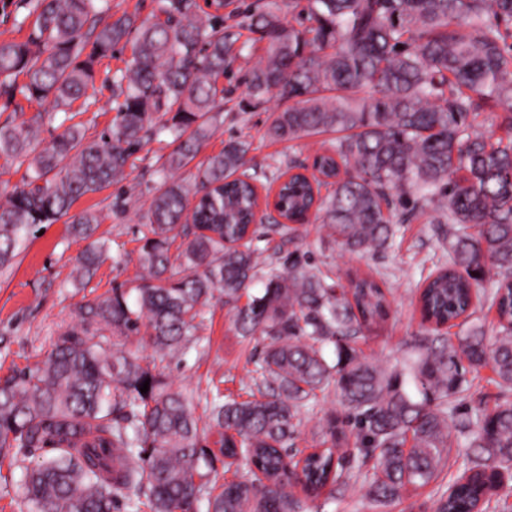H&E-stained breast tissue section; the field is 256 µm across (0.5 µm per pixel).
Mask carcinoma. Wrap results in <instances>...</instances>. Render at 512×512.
<instances>
[{"instance_id": "1", "label": "carcinoma", "mask_w": 512, "mask_h": 512, "mask_svg": "<svg viewBox=\"0 0 512 512\" xmlns=\"http://www.w3.org/2000/svg\"><path fill=\"white\" fill-rule=\"evenodd\" d=\"M19 2L34 22L25 40L0 42V97L52 111L0 125V159L27 164L0 203V267L38 227L64 218L88 241L74 268L88 281L104 257L99 216L71 213L76 200L122 181L161 131L178 142L170 171L187 167L212 135L233 51L224 0H212V12L197 0H156L142 20L100 0ZM297 2L268 0L252 15L267 46L249 89L282 104L273 138L340 137L323 145L312 172L292 162L266 177L278 183L279 220L263 235L293 249L275 252L262 293L236 308L238 335L262 345L248 398L204 401L126 348L137 336L159 362L183 353L214 292L237 302L254 284L258 176L248 147L229 141L192 182L170 178L156 191L141 216L143 274L83 305L40 364L0 379V457L22 469L29 512H301L359 482L381 507L450 470L462 436L466 463L434 512H488L492 502L512 512L492 500L512 484V0H307L314 25L302 30L283 22ZM130 42L131 58L110 78L111 123L93 138L70 125L45 142L43 127L85 94L96 60ZM431 206L448 225V261L422 280L417 308L437 332L407 371L392 372L351 347L386 315L384 279L357 275L350 293H337L295 245L293 223L324 224L349 252L374 256L391 247L396 225ZM485 294L498 315L491 341L474 318L473 300ZM458 319L461 334L438 333ZM487 367L500 388L494 410L479 405L458 418ZM330 388L345 421H327L321 447L285 454L300 416ZM202 401L204 419L195 416ZM342 423L355 436V466L342 464ZM214 428L218 452L243 467L221 484L207 445ZM39 449L48 454L26 463Z\"/></svg>"}]
</instances>
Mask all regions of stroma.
I'll return each instance as SVG.
<instances>
[{"label":"stroma","instance_id":"35a3bbf8","mask_svg":"<svg viewBox=\"0 0 512 512\" xmlns=\"http://www.w3.org/2000/svg\"><path fill=\"white\" fill-rule=\"evenodd\" d=\"M224 2V25L237 36L224 74V85L231 94L195 164L179 171V179L187 182L192 181L198 164L221 151L225 141L232 138L247 144L248 157L259 171L291 160L311 162L320 146L316 137L293 142L270 137L268 128L277 100L268 95L252 96L248 88L251 71L265 48L259 33L249 26L250 15L265 0ZM130 54V49L119 48L98 64L95 82L87 90L96 110L87 112L81 103H74L73 120L84 125L87 136H95L111 121L112 85L106 77L122 67ZM173 149L172 136L159 134L136 159L127 179L75 203V211L92 209L103 216L95 236L104 242L108 257L90 281L83 284L72 276L75 260L86 243L70 235L61 221L30 238L12 265L0 270V377L42 360L59 331L75 321L81 305L136 276L143 228L140 216L162 182L163 164ZM436 218V213L429 211L398 225L394 245L376 256L346 252L324 225L310 224L300 230V245L308 250L313 266L330 273L340 284H347L350 275L358 271L377 269L385 273L388 315L362 329L355 346L363 356L392 371L404 370L417 358L415 344L430 330L416 308L415 293L422 273L434 270L447 258ZM206 311L207 319L196 333V348L166 361L165 378L176 388L193 389L213 382L224 394L238 395L253 368L254 344L238 335L223 295H215ZM340 411L333 392L319 394L315 409L303 416L297 427L294 448L306 452L318 447L321 427L330 415ZM447 486L442 480L411 488L400 500L377 508L364 499L361 486L354 485L335 500L308 503L306 512H433L436 499Z\"/></svg>","mask_w":512,"mask_h":512}]
</instances>
